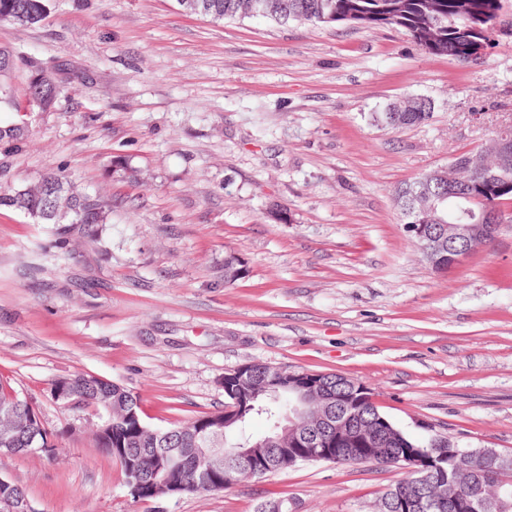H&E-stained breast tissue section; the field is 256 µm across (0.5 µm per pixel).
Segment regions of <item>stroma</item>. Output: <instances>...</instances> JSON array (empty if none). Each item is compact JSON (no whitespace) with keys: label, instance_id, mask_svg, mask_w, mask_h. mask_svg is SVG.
Here are the masks:
<instances>
[{"label":"stroma","instance_id":"35a3bbf8","mask_svg":"<svg viewBox=\"0 0 512 512\" xmlns=\"http://www.w3.org/2000/svg\"><path fill=\"white\" fill-rule=\"evenodd\" d=\"M0 44L59 66L64 86L53 111L0 112L31 131L0 152V192L63 166L114 205L92 241L0 206V380L58 433L52 452L0 456L32 512H378L406 476L303 463L143 502L87 412L52 400L75 373L124 386L158 428L222 409L225 372L247 363L341 373L417 440L512 454V221L439 274L393 199L512 126V38L463 64L401 28L52 0L37 25L0 22ZM409 95L434 101L427 123L372 121ZM116 155L142 182L108 176ZM230 254L246 270L228 284Z\"/></svg>","mask_w":512,"mask_h":512}]
</instances>
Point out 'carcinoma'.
Masks as SVG:
<instances>
[{"mask_svg": "<svg viewBox=\"0 0 512 512\" xmlns=\"http://www.w3.org/2000/svg\"><path fill=\"white\" fill-rule=\"evenodd\" d=\"M51 0H0V21L12 22L23 13L34 25L42 21L50 8ZM181 9L193 11V4H200V15L215 21L226 18H243L250 8L251 0H181ZM512 12V0H268L266 19L282 22L284 18L300 16L307 22L333 26L358 23L363 28L383 26L401 27L425 53L433 56H450L458 61H473L472 46L480 33L505 12ZM20 60L13 50L0 45V111L24 112L28 107L56 105L63 92L60 84L40 83L33 73H25L22 88H17V73ZM434 103L419 96L415 111L394 116L391 105L374 113L372 119L391 130L423 124L433 117ZM30 137L24 126H0V151L17 150ZM112 174L129 181L140 179V170L131 166L124 156L112 161ZM38 183L46 185L40 196L29 187H20L0 196V206L22 211L40 224H81L92 236L101 224L108 223L112 205L101 198L81 191L72 182L66 169L60 167L44 174ZM502 201L512 208V160L507 169L496 166L480 172H467L458 196L448 198V222L456 221L464 209L479 217L486 205ZM69 393V401L80 408L93 407L99 412L98 422L91 432L96 447L110 454L118 463L130 484L134 475L128 469L125 458L116 454V449L126 448L136 459L140 475L149 478L168 472L173 481L170 490L174 494H200L220 492L239 482L240 473L229 479L219 475L210 483L202 481V474L210 466V455L201 452L205 447L200 431L216 427L224 419V411L218 410L169 428H153L143 420L137 398L123 386L112 385L91 379L84 374H75L59 380ZM331 391L313 397L308 406V420L301 429L322 424L329 409L336 402V383ZM288 414V382H283L275 397L260 396L241 411L240 419L224 429V447L234 448L246 439L258 440L271 437L278 440L277 447H292V435L282 431ZM265 417L268 429L256 437L246 433V424L251 417ZM37 416L34 405L20 393L0 383V440L14 439L13 447H28L30 422ZM334 462L339 464L374 462V449L394 448L403 456L417 450L422 457L421 474L428 480H443L452 474L457 465L448 455V437L435 436L426 442L417 441L394 424L377 429L372 435L346 439L335 445ZM182 458L183 463L174 470H166L160 452ZM302 462L298 453L282 452L267 467L262 475L287 469ZM465 464L476 476L491 483L503 484L501 498L511 507L503 512H512V470L502 472L491 468L475 450ZM416 494L417 489L405 478L382 495L378 512H391L389 501L395 491Z\"/></svg>", "mask_w": 512, "mask_h": 512, "instance_id": "1", "label": "carcinoma"}]
</instances>
